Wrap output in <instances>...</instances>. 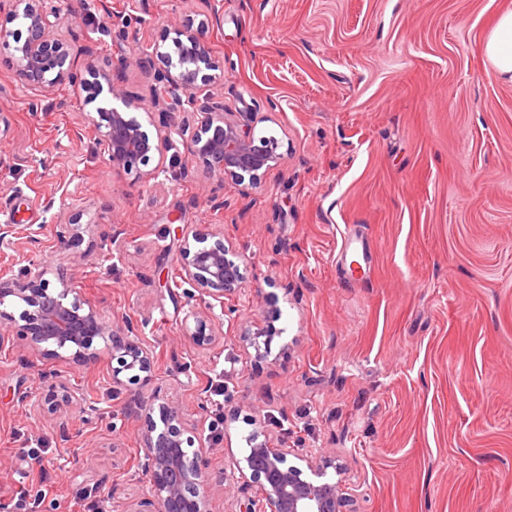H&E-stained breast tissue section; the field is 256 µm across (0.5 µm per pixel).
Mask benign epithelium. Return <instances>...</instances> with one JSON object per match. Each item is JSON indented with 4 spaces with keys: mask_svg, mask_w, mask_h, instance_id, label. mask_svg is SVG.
<instances>
[{
    "mask_svg": "<svg viewBox=\"0 0 512 512\" xmlns=\"http://www.w3.org/2000/svg\"><path fill=\"white\" fill-rule=\"evenodd\" d=\"M52 2L0 0V8L7 4L14 16L22 19L17 29H0V46L10 51L18 80L33 93L46 92L66 81L93 87L97 97L107 93L97 108L98 119L93 121L100 156L116 171L133 172L147 183L158 182L165 172L163 151L172 136L158 133L153 139L143 130L136 116L143 109L141 102L116 85L110 71L95 65L88 45L83 50L87 61L78 68L79 57L64 31L68 21ZM175 34L172 50L163 51L158 43L152 51L166 64L164 92L197 119V130L183 142L187 159L205 162L221 179L256 184L282 159L278 141L256 135L243 113L226 112L222 106L199 100V75L215 63L196 30L185 26ZM154 155L157 164L143 169ZM207 238V233L196 230L184 237L182 248L186 259L183 280L198 293L197 303L190 305L184 317L183 331L200 349L210 348L224 335V298L240 290L243 282L237 253L221 241L208 247ZM9 297L28 309L17 327L13 316L1 310V336L14 331L35 352L49 347L63 360L77 361L97 358L92 345L99 338L117 363L112 368L114 386L121 384L119 375L125 371H151V354L134 340V325L114 326L94 306L75 297L69 284L63 282L61 288L51 289L39 273L25 279L0 276V305ZM77 402L79 397L62 383L44 396V405L51 411ZM160 417L164 429L158 432L150 426L142 448L141 472L147 492L130 494L129 512H210L212 485L231 480L245 484L249 478L260 485L263 510H256L254 500L249 499L239 512H357L356 500L341 482L324 479V466L306 460L311 473L306 477V469L287 464V449L273 448L265 441L252 443L247 455L231 460L230 472L215 476L208 471V449L190 454L183 448L186 423L180 410L162 405Z\"/></svg>",
    "mask_w": 512,
    "mask_h": 512,
    "instance_id": "obj_1",
    "label": "benign epithelium"
}]
</instances>
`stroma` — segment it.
<instances>
[{
	"mask_svg": "<svg viewBox=\"0 0 512 512\" xmlns=\"http://www.w3.org/2000/svg\"><path fill=\"white\" fill-rule=\"evenodd\" d=\"M508 1L145 0L146 23L109 27L92 0H54L161 131L196 120L155 102L152 47L197 29L216 63L205 92L279 143L246 191L179 146L163 186L112 170L88 91L58 85L30 110L0 48V228L37 233L0 248V274L65 279L114 325L145 320L152 356L116 389L102 341L83 363L6 337L0 499L31 486L21 451L39 448L53 495L32 512L82 497L127 512L144 436L172 404L195 445L222 419L214 473L256 434L288 464L326 458L361 512H512V83L483 56ZM196 230L243 273L207 350L182 333ZM257 331L272 337L260 353ZM59 372L97 413L42 406Z\"/></svg>",
	"mask_w": 512,
	"mask_h": 512,
	"instance_id": "obj_1",
	"label": "stroma"
}]
</instances>
